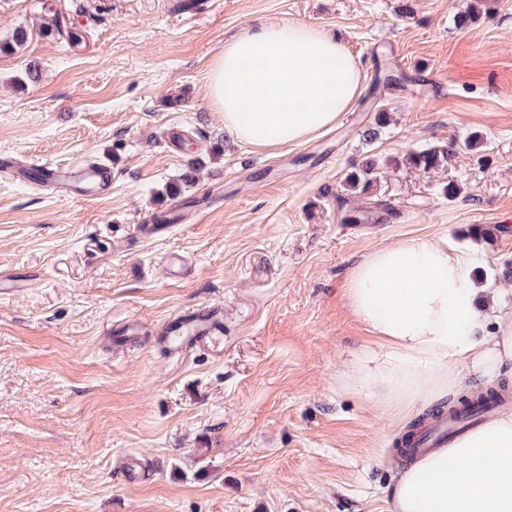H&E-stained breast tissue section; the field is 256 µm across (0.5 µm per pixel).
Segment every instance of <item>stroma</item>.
<instances>
[{
	"label": "stroma",
	"instance_id": "35a3bbf8",
	"mask_svg": "<svg viewBox=\"0 0 512 512\" xmlns=\"http://www.w3.org/2000/svg\"><path fill=\"white\" fill-rule=\"evenodd\" d=\"M288 21L337 35L361 93L307 141L259 148L225 131L207 75L241 28ZM385 70L397 82L376 87ZM452 139L476 147L405 164ZM1 157L103 159L112 188L65 199L0 172V512H392L397 443L429 408L399 420L344 385L377 347L345 301L355 264L447 237L512 322V0H0ZM368 157L361 195L344 178ZM376 201L379 224L344 223ZM163 212L174 228L144 234ZM211 306L220 333L162 349L171 317ZM463 147L466 149L471 148V141H465L463 144H458L457 141H450L448 144L412 151L407 153L405 162L416 170L427 173L447 164L448 157Z\"/></svg>",
	"mask_w": 512,
	"mask_h": 512
}]
</instances>
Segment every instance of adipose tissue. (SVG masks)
Returning <instances> with one entry per match:
<instances>
[{
  "label": "adipose tissue",
  "instance_id": "obj_1",
  "mask_svg": "<svg viewBox=\"0 0 512 512\" xmlns=\"http://www.w3.org/2000/svg\"><path fill=\"white\" fill-rule=\"evenodd\" d=\"M361 70L338 36L302 22L243 28L213 61L207 96L224 127L257 146L305 141L359 94ZM472 254L441 236L413 237L363 258L345 292L381 345L348 375L403 411L512 371V325L478 298ZM393 512H512V413L410 460L390 489Z\"/></svg>",
  "mask_w": 512,
  "mask_h": 512
}]
</instances>
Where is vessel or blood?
<instances>
[{
	"label": "vessel or blood",
	"instance_id": "vessel-or-blood-1",
	"mask_svg": "<svg viewBox=\"0 0 512 512\" xmlns=\"http://www.w3.org/2000/svg\"><path fill=\"white\" fill-rule=\"evenodd\" d=\"M0 169L11 172L24 181L59 187L70 198L95 197L104 194L112 186V172L102 164L59 168L45 163L17 165L1 159ZM218 315V309L210 307L186 312L170 320L163 338L168 352L177 350L178 345H173V338H180L181 343L189 345L214 336ZM459 428V423L449 418H440L429 423L419 431L414 441L416 451L421 452L445 443L448 435Z\"/></svg>",
	"mask_w": 512,
	"mask_h": 512
}]
</instances>
